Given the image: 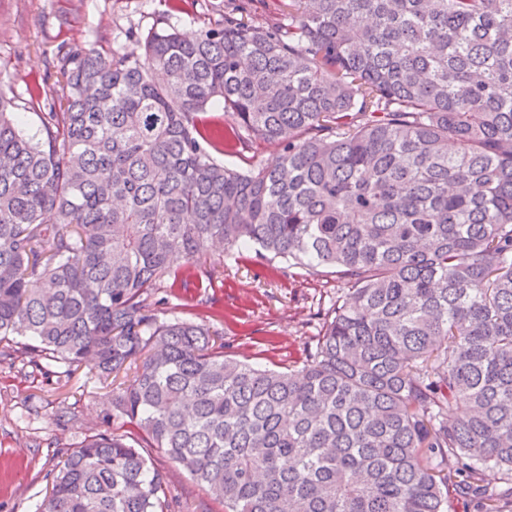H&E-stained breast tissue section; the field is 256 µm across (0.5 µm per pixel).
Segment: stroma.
<instances>
[{
    "label": "stroma",
    "instance_id": "1",
    "mask_svg": "<svg viewBox=\"0 0 512 512\" xmlns=\"http://www.w3.org/2000/svg\"><path fill=\"white\" fill-rule=\"evenodd\" d=\"M224 0H192L182 11L166 0H0V91L12 99L22 130L40 134L50 109L31 108L28 91L56 88L61 49L72 45L108 53L135 50L153 27H176L194 37L220 20ZM347 288L334 274L273 270L255 251L210 249L187 285L162 282L152 298L159 318L207 320L224 339L225 353L268 367L301 365L321 334L324 313ZM107 431L137 437L112 419V392L90 367L36 369L0 355V512H35L56 464L84 435ZM143 454L165 480L172 512H224L194 477L163 450Z\"/></svg>",
    "mask_w": 512,
    "mask_h": 512
}]
</instances>
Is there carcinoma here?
<instances>
[{
  "instance_id": "carcinoma-1",
  "label": "carcinoma",
  "mask_w": 512,
  "mask_h": 512,
  "mask_svg": "<svg viewBox=\"0 0 512 512\" xmlns=\"http://www.w3.org/2000/svg\"><path fill=\"white\" fill-rule=\"evenodd\" d=\"M286 8L152 28L141 54L67 49L38 139L0 90V343L131 373L112 416L224 512H444L451 490L502 512L483 475L512 481V0ZM254 142L273 164L212 156ZM218 243L347 285L298 369L154 313ZM162 494L103 432L37 512H168Z\"/></svg>"
}]
</instances>
